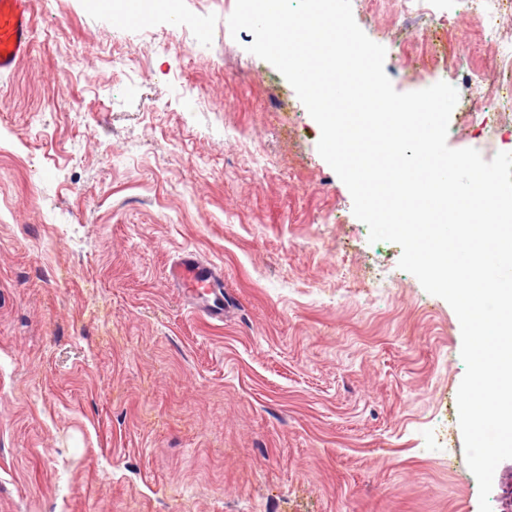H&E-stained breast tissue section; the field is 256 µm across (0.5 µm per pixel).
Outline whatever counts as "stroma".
I'll return each instance as SVG.
<instances>
[{"label":"stroma","mask_w":512,"mask_h":512,"mask_svg":"<svg viewBox=\"0 0 512 512\" xmlns=\"http://www.w3.org/2000/svg\"><path fill=\"white\" fill-rule=\"evenodd\" d=\"M131 2L33 0L0 74V512H479L451 306L370 242L236 0ZM351 5L397 91L456 87L450 148L512 152L482 19ZM185 249L223 320L167 280Z\"/></svg>","instance_id":"35a3bbf8"}]
</instances>
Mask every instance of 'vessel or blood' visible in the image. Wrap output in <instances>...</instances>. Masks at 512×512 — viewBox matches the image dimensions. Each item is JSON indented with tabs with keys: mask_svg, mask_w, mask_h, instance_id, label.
Instances as JSON below:
<instances>
[{
	"mask_svg": "<svg viewBox=\"0 0 512 512\" xmlns=\"http://www.w3.org/2000/svg\"><path fill=\"white\" fill-rule=\"evenodd\" d=\"M32 0H0V72L11 71L32 44ZM170 280L189 299L195 311L215 320L224 317V275L183 251L170 270Z\"/></svg>",
	"mask_w": 512,
	"mask_h": 512,
	"instance_id": "b4317fda",
	"label": "vessel or blood"
}]
</instances>
